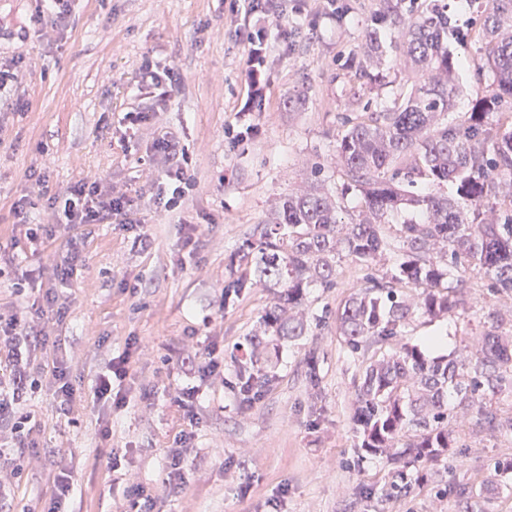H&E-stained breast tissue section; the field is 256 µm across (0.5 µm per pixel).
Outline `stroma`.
<instances>
[{
	"instance_id": "1",
	"label": "stroma",
	"mask_w": 512,
	"mask_h": 512,
	"mask_svg": "<svg viewBox=\"0 0 512 512\" xmlns=\"http://www.w3.org/2000/svg\"><path fill=\"white\" fill-rule=\"evenodd\" d=\"M458 32L448 48L462 61L469 111L490 95L492 80L469 33L477 14L469 0H447ZM231 0H72L65 33L32 22L36 0H0V67L19 79L0 91V312L26 309L54 292L66 313L49 328L47 360L70 365L82 395L73 412L59 414L51 387L24 404L39 423L31 439L42 459L26 466L9 492L13 507L46 495L57 460H64L74 493L64 512H127L131 484L158 491L159 512H452L442 491L449 480L478 481L488 465L512 459V436L465 425L453 470L427 465L428 479L407 495L386 496L389 466L359 457L352 431L355 382L368 359L336 332L334 313L365 271L343 263L337 284L308 294V336L285 347L275 383L251 406L240 405L232 360L223 380L199 383L188 357L209 343L224 350L253 329L269 294L248 288L225 296L229 257L263 223L274 201L294 191L320 163L326 184L342 190L332 161L344 121L367 107L389 104L413 89L401 68L381 80L364 75L367 32L382 0H307L289 13L288 32L272 31L265 111L255 136L238 147L224 138L236 124L244 86L246 37ZM172 68L173 96L155 124L126 130L122 117L141 105L134 80L144 58ZM187 147L194 182L180 210L155 214L165 181L150 163L158 134ZM86 177H97L137 198L138 225L94 226L81 246L82 265L71 282L51 275L69 237L27 240L14 230L12 204L30 195V220L57 224L53 201ZM199 239L195 256L182 248L187 225ZM145 243H138L139 234ZM28 288L16 297L14 283ZM465 323L418 318L412 342L436 339L432 355L449 354L465 331L480 332L489 309L512 310V294L489 298L479 274L467 276ZM137 336L147 351H132L125 382L128 404L109 411L93 405L95 375ZM316 360L319 390H311L307 362ZM200 385L188 480L162 488L166 451L187 422L176 405L181 388ZM150 400H142V390ZM112 435L101 439L102 416Z\"/></svg>"
}]
</instances>
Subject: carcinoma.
<instances>
[{
  "mask_svg": "<svg viewBox=\"0 0 512 512\" xmlns=\"http://www.w3.org/2000/svg\"><path fill=\"white\" fill-rule=\"evenodd\" d=\"M381 22L400 26L385 43L381 28L368 32L376 63L384 45L416 78L400 102L351 124L336 145V164L362 197L350 221L341 203L311 168L310 182L281 199L271 217L239 246V275H230L225 297L258 286L271 295L252 334L236 347L237 380L254 389L276 379L282 350L309 334L308 290L336 286L347 261L369 271L336 313L346 347L357 352L387 345L370 358L356 388L353 432L357 448L391 466L390 494L408 493L422 480V464L442 462L458 447L460 424L476 418L485 430L512 433V319L488 315L484 332L448 355L431 357L404 335L418 317H461L459 284L478 273L489 294L512 292V0H484L477 40L496 93L454 115L459 60L448 51L454 27L443 0L416 7L402 21L391 5ZM451 183L455 195L410 190L416 180ZM415 209L389 242L383 226ZM396 255L378 276L384 252ZM512 459L498 460L476 483L448 486L455 512H493Z\"/></svg>",
  "mask_w": 512,
  "mask_h": 512,
  "instance_id": "cac0c4a2",
  "label": "carcinoma"
}]
</instances>
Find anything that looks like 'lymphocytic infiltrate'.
Instances as JSON below:
<instances>
[{
	"instance_id": "f902f5d3",
	"label": "lymphocytic infiltrate",
	"mask_w": 512,
	"mask_h": 512,
	"mask_svg": "<svg viewBox=\"0 0 512 512\" xmlns=\"http://www.w3.org/2000/svg\"><path fill=\"white\" fill-rule=\"evenodd\" d=\"M233 10L243 11L252 24L246 33L248 44L244 62V89L246 99L238 112L239 125L227 128L225 135L231 145H238L246 135L255 132L252 113L263 111L269 85L266 75L268 60L273 52L267 24L270 19H283L287 9L283 0H234ZM173 71L159 68L151 59H144L137 80L138 91L144 92L148 107L125 113L123 122L134 127L152 119L158 108L164 107L173 92ZM153 156L164 166L166 185L160 189L156 203L164 211L177 209L193 188L188 175L189 156L185 145L173 135L155 140ZM61 205L67 223L131 224L135 221L138 202L117 187L99 179L81 180L62 193ZM65 307L58 296L49 294L42 305L24 312L0 313V366L9 376L6 390H0V459H6L8 479L21 476L22 460H35L36 452L30 436L37 425L34 414L21 410L20 405L43 384L54 390L59 413L70 414L76 403L75 390L69 369L62 363H45L36 352L50 340L49 323L62 319ZM126 353L112 358L105 372L99 373L90 388L93 403L124 407L127 397L122 388L130 374L129 349L140 346L137 337H130Z\"/></svg>"
}]
</instances>
